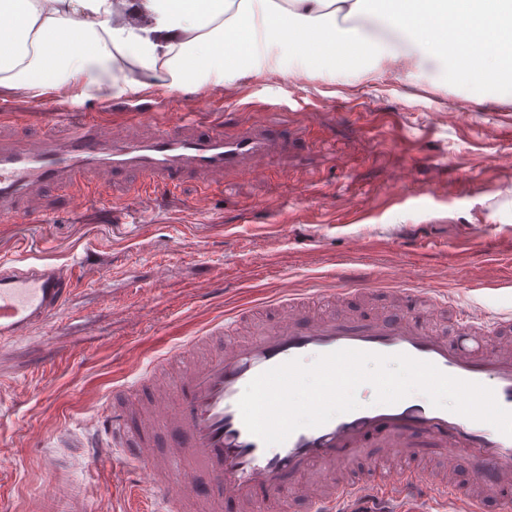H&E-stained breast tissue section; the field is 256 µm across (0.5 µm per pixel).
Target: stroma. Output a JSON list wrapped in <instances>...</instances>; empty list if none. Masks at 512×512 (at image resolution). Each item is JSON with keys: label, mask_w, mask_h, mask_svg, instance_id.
<instances>
[{"label": "stroma", "mask_w": 512, "mask_h": 512, "mask_svg": "<svg viewBox=\"0 0 512 512\" xmlns=\"http://www.w3.org/2000/svg\"><path fill=\"white\" fill-rule=\"evenodd\" d=\"M203 94L213 106L200 111V127L281 131L264 177L226 173L202 214L198 177L184 176L169 196L141 198L135 176L123 175L111 181V215L77 216L48 189L30 204L43 223H0V261L22 248L57 266L96 258L41 333L0 344L5 512H29L58 478L55 460L89 512H152L153 494L131 489L132 459L74 454L55 447L56 432L93 436L153 360L225 315L264 308L282 283L348 288L343 308L357 315L385 310L386 288L405 284L451 312L475 303L512 310V104L477 102L413 61L363 79L245 73L197 93L151 86L85 106L108 123L146 108L125 122L127 133L146 137L200 110ZM45 100L1 86L0 103L16 120L0 123V135L42 134ZM371 283L382 292L363 293Z\"/></svg>", "instance_id": "obj_1"}]
</instances>
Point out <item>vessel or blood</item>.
<instances>
[{"label": "vessel or blood", "mask_w": 512, "mask_h": 512, "mask_svg": "<svg viewBox=\"0 0 512 512\" xmlns=\"http://www.w3.org/2000/svg\"><path fill=\"white\" fill-rule=\"evenodd\" d=\"M192 113L177 126H160L147 139L130 140L83 107L48 104L40 114L46 132L18 145L0 144V220H25L17 203L45 186L64 190L84 185L73 197L75 212L111 203L108 184H87L90 170L133 173L142 194L177 186L192 172L221 186L224 172L244 167L265 176L273 130H242L225 136L184 133ZM63 126L65 138L53 135ZM80 272L46 262L15 266L0 262V343L27 337L64 308ZM309 298L282 290L271 304L272 324L235 336L228 323H214L181 346L184 364L159 388L147 420L132 422L127 412L104 420L92 441L93 455L109 461L117 449H135V487L152 492L159 512H183L186 503L201 512H222L225 505L263 512L267 502L297 494L308 512H338L341 504L367 499L369 512H383L391 501H416L429 483L417 468L395 466V456L411 459L433 448L441 467L456 474L464 459L480 463L477 481L512 497V436L493 426L434 407L414 393L394 404L362 401L360 408L317 427H304L285 442L268 446L246 429L238 401L260 373L299 358L340 349L428 361L442 372L490 387L497 402L512 411V313L494 315L474 306L459 313L453 335L437 331L442 310L414 293L400 295L397 307L362 317L336 312L315 314ZM435 512H485V501L455 485L436 488Z\"/></svg>", "instance_id": "obj_1"}]
</instances>
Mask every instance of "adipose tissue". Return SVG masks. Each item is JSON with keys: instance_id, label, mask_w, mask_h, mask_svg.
Returning a JSON list of instances; mask_svg holds the SVG:
<instances>
[{"instance_id": "obj_1", "label": "adipose tissue", "mask_w": 512, "mask_h": 512, "mask_svg": "<svg viewBox=\"0 0 512 512\" xmlns=\"http://www.w3.org/2000/svg\"><path fill=\"white\" fill-rule=\"evenodd\" d=\"M366 0H0V85L43 91L93 69V87L198 89L243 72L372 73L398 58L459 69L512 98V0H380L392 40L352 26Z\"/></svg>"}]
</instances>
